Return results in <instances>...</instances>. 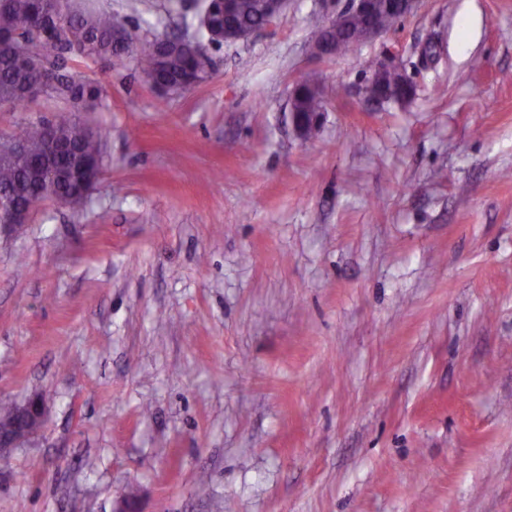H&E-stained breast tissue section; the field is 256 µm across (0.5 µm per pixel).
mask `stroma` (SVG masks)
Masks as SVG:
<instances>
[{"label": "stroma", "mask_w": 512, "mask_h": 512, "mask_svg": "<svg viewBox=\"0 0 512 512\" xmlns=\"http://www.w3.org/2000/svg\"><path fill=\"white\" fill-rule=\"evenodd\" d=\"M89 2L199 35L179 0ZM345 2L288 0L164 103L129 57L73 61L102 174L0 236V402L46 404L0 512H512V0H418L315 58ZM386 59L408 106L360 94ZM378 5L375 22L376 24L386 30H391L404 16L402 15L397 4L393 1L400 0H375ZM376 28L374 26L366 27L358 36L359 44L374 40L382 36L386 31ZM294 95L291 98V109L290 112H304L306 115L308 113H314L312 116V122L307 121L304 127V131L299 126V121H293V125L299 135H302L304 132L306 136H310L318 127L317 124L319 122L320 116L322 112L325 111V99L322 93L320 86L314 82H311L306 79H301L297 81L293 87Z\"/></svg>", "instance_id": "35a3bbf8"}]
</instances>
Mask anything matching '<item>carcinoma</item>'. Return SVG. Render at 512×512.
<instances>
[{
    "mask_svg": "<svg viewBox=\"0 0 512 512\" xmlns=\"http://www.w3.org/2000/svg\"><path fill=\"white\" fill-rule=\"evenodd\" d=\"M376 2L375 22L389 31L403 15L393 0ZM263 4L264 0H234L230 14L219 11L211 14L210 31L227 26L245 34L260 28L266 23ZM54 16L67 19V34L63 39L41 34L45 22ZM363 24L362 17H352L349 29L335 35L338 47L346 52L354 50V32ZM117 29L127 33L122 51L136 60L152 86L174 91L189 81H206L209 59L180 37L175 36L165 44L155 37L142 38L136 29L114 16L100 10L79 9L72 0H0V105L32 101L24 96V91L36 85L42 86L41 95L64 105L52 121L38 122L26 129L23 155L12 154L8 141H3L0 189L8 190L12 201L21 204L48 197L45 144L52 133L70 144L73 156L81 160L79 166L67 161L61 163L56 171V183L66 192L78 194L97 182L103 137L80 113L93 111L99 89L73 72L70 62L79 57L104 66L112 64V57L120 51L112 42ZM324 111L325 99L320 86L306 79L297 81L290 112Z\"/></svg>",
    "mask_w": 512,
    "mask_h": 512,
    "instance_id": "carcinoma-1",
    "label": "carcinoma"
}]
</instances>
